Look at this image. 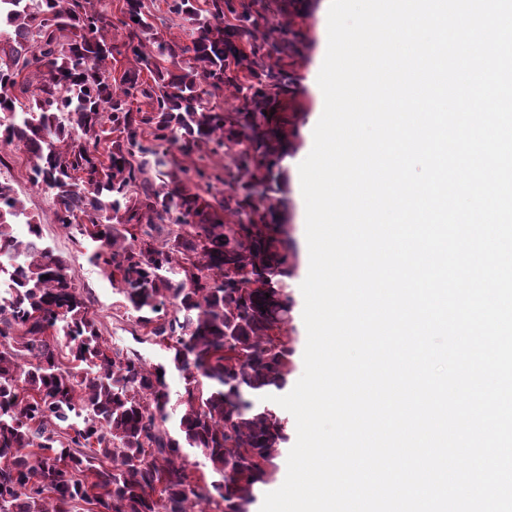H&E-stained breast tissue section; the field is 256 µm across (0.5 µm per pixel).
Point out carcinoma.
<instances>
[{
	"label": "carcinoma",
	"instance_id": "cac0c4a2",
	"mask_svg": "<svg viewBox=\"0 0 512 512\" xmlns=\"http://www.w3.org/2000/svg\"><path fill=\"white\" fill-rule=\"evenodd\" d=\"M164 2L194 21L190 42L159 36L148 0H123L119 43L100 0H0V145L28 154L54 223L96 243L89 261L132 335L167 352L148 365L105 347L66 260L0 180V252L24 257L0 298V512H250L287 440L256 398L287 385L293 354L280 332L297 251L292 225L268 219L284 204L293 76L264 65L293 46L292 4L270 24V0ZM21 82L35 83L25 101ZM226 84L242 95L235 112L216 102ZM220 148L229 192L208 198L219 175L200 161Z\"/></svg>",
	"mask_w": 512,
	"mask_h": 512
}]
</instances>
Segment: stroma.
Wrapping results in <instances>:
<instances>
[{"instance_id":"obj_1","label":"stroma","mask_w":512,"mask_h":512,"mask_svg":"<svg viewBox=\"0 0 512 512\" xmlns=\"http://www.w3.org/2000/svg\"><path fill=\"white\" fill-rule=\"evenodd\" d=\"M328 0H305L304 5L291 11L288 23L299 36L297 49L288 62L294 76L288 99L292 113L288 124V137L294 145L291 161L286 164L287 174L286 211L289 223L293 224V235L297 247H304L305 203L301 191L299 171L296 166L307 142L313 136V129L321 116L319 100L312 90V84L321 69L326 47L322 40L323 27L328 18ZM4 166L0 177L13 186L27 211L39 218L46 244L55 248L68 262V275L86 299L90 314L96 319L105 344L109 349H134L149 364L161 362L164 350L153 343L134 340L130 322L122 307V298L114 290L107 275L91 264L88 255L92 246L85 240H77L68 231L52 221L53 201L51 197L32 186L29 181V157L22 150L6 147L0 149ZM300 276L290 281V295L294 301L291 319L284 326L282 336L294 350L293 370L289 384H296L304 370L303 353L307 333L303 321L304 299L300 290Z\"/></svg>"}]
</instances>
